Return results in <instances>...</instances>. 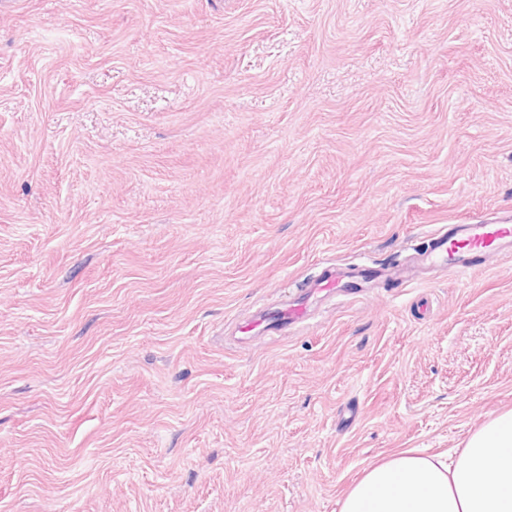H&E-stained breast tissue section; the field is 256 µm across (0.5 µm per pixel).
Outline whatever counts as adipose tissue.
I'll list each match as a JSON object with an SVG mask.
<instances>
[{
  "label": "adipose tissue",
  "mask_w": 512,
  "mask_h": 512,
  "mask_svg": "<svg viewBox=\"0 0 512 512\" xmlns=\"http://www.w3.org/2000/svg\"><path fill=\"white\" fill-rule=\"evenodd\" d=\"M340 512H512V410L448 453L409 448L368 463Z\"/></svg>",
  "instance_id": "1"
}]
</instances>
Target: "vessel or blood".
Masks as SVG:
<instances>
[{"mask_svg": "<svg viewBox=\"0 0 512 512\" xmlns=\"http://www.w3.org/2000/svg\"><path fill=\"white\" fill-rule=\"evenodd\" d=\"M423 259L457 275L465 276L485 263L487 257L512 255V219L451 224L429 232ZM378 271L362 267H327L317 278L303 283L300 295L277 311L258 310L246 325V332L280 333L306 321L310 315L308 299L317 293L337 294L345 285L378 278Z\"/></svg>", "mask_w": 512, "mask_h": 512, "instance_id": "vessel-or-blood-1", "label": "vessel or blood"}]
</instances>
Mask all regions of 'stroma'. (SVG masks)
<instances>
[{"mask_svg": "<svg viewBox=\"0 0 512 512\" xmlns=\"http://www.w3.org/2000/svg\"><path fill=\"white\" fill-rule=\"evenodd\" d=\"M512 211V0L0 6V512H339L512 409V256L237 323ZM380 276L379 271H370L362 267H327L317 278L310 279L300 285V295L292 303H286L279 308L274 315L268 308L258 310L252 320L239 331L247 334L266 335L288 330L289 326H295L306 321L310 315L307 305L308 299L316 293L325 295L339 294L340 288L348 284H357V281H366Z\"/></svg>", "mask_w": 512, "mask_h": 512, "instance_id": "35a3bbf8", "label": "stroma"}]
</instances>
